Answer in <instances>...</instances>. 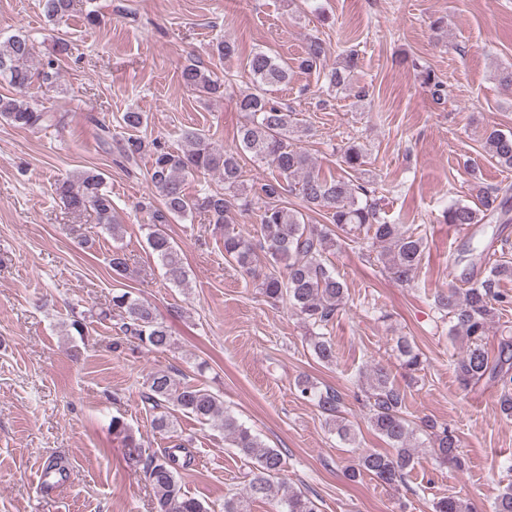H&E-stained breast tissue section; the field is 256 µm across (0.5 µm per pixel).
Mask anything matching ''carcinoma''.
<instances>
[{
    "mask_svg": "<svg viewBox=\"0 0 512 512\" xmlns=\"http://www.w3.org/2000/svg\"><path fill=\"white\" fill-rule=\"evenodd\" d=\"M45 17L59 21L69 12L71 0H40ZM33 43L29 36L16 34L0 40V78L14 90L9 96L0 95V119L11 126L24 129H47L62 123V117L40 109L33 102L31 89L36 69L31 66ZM355 54L347 55L345 64L332 67L327 62L324 43L310 39L301 56L293 64L265 51L251 53L246 60L254 91L241 96L237 107L244 121L236 131V147L221 149L195 130L182 135V147L176 151L166 148L156 139L148 141L134 131L146 123L142 112H126L123 128L130 135L116 141L120 155L134 161L143 155L151 158L150 180L161 198L162 208L152 213V229L147 236L153 254L161 261L167 278L181 286L188 282V270L180 249L162 229L172 218L193 214L204 215L209 223L224 228V257L254 276L260 293L271 302H287L308 326L309 346L318 360L325 364L336 362V349L324 336L326 328L346 300V285L327 254L336 249L340 234L349 235L361 228L371 233V239L383 246L377 256L392 278L401 285L415 281L424 255L423 238L401 229L380 215L378 204L371 199L369 188L356 184L345 176L322 175L315 170L310 155L296 144L300 125L295 113L268 97V88L286 86L292 73L300 71L315 77L328 86L348 81L355 68ZM183 84L207 97H222L226 84L214 78L211 71L192 63L181 71ZM423 83L430 88L437 102L448 97L444 82L429 71ZM485 154L502 168H512V132L492 131L483 144ZM271 166L276 176L251 187L264 200L257 233L259 244L269 257L271 269L262 275L252 269L255 244L253 238L231 227L232 200L242 187V154ZM343 165L360 173L366 164V151L358 144L348 145L342 155ZM217 173L224 188H204L190 195L185 191L186 177ZM297 191L303 207L323 213L325 224H311L306 214L288 206L283 200L286 189ZM55 191L68 209L81 212L89 207L99 221L112 229V238L120 236V225L112 222V198L105 190L103 173L85 169L58 180ZM471 195L478 205L456 201L442 212L444 223L465 230L475 224L508 222L509 198L499 190L474 181ZM512 278V261L497 260L483 268L471 287L459 290L453 286L436 296L435 303L449 318V333L468 341L463 354L456 360L454 370L460 386L471 388L481 382L498 387L499 405L503 414L512 417V337L500 340L497 353L489 356L483 337L488 335L497 308L512 306V298L499 291L503 279ZM104 317L115 320V328L132 336L151 350H167L173 339L167 326L158 318L155 307L129 290L112 294L111 308ZM401 367L412 374L421 370V352L407 337L396 343ZM361 397L368 405L371 428L392 448L390 453L366 451L345 476L357 482L369 474L387 485H398L413 465L416 446L412 444L414 430L405 417L404 394L394 385L390 368L374 363L362 373ZM144 399L158 410L152 424L158 432L173 433L178 416L191 415L210 423L224 432L231 447L249 460L250 480L245 493L224 496L222 512H249L251 500L267 499L276 490L280 512H316V505L307 495L293 491L285 483L274 487L284 468L281 452L270 448L251 432L231 411L223 407L220 396L198 384L178 385L172 376L158 370L145 381ZM296 394L311 402L327 417L337 436L348 443L356 442L352 425L341 416L342 396L331 388H321L308 376L300 375L293 383ZM422 431L429 437L430 450L436 461L464 466L455 431L440 425L432 418L421 421ZM112 435L121 439L126 459L142 467L152 486L155 512H210V508L185 493L179 481L182 469L190 463V451L182 442L161 453L144 456L141 442L120 417L110 422ZM433 512H472L468 503L455 496L433 500ZM493 512H512V482L499 491Z\"/></svg>",
    "mask_w": 512,
    "mask_h": 512,
    "instance_id": "1",
    "label": "carcinoma"
}]
</instances>
